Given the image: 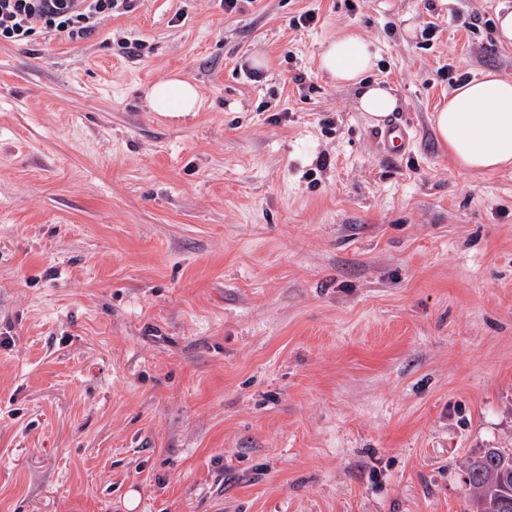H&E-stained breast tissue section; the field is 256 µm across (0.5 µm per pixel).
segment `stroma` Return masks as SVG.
I'll return each mask as SVG.
<instances>
[{
    "label": "stroma",
    "mask_w": 512,
    "mask_h": 512,
    "mask_svg": "<svg viewBox=\"0 0 512 512\" xmlns=\"http://www.w3.org/2000/svg\"><path fill=\"white\" fill-rule=\"evenodd\" d=\"M503 6L141 0L0 40V512H471L469 459L512 449V167L430 119L512 76ZM345 35L406 154L321 73ZM173 74L198 111L147 109Z\"/></svg>",
    "instance_id": "1"
}]
</instances>
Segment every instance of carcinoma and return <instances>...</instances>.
<instances>
[{"instance_id":"carcinoma-1","label":"carcinoma","mask_w":512,"mask_h":512,"mask_svg":"<svg viewBox=\"0 0 512 512\" xmlns=\"http://www.w3.org/2000/svg\"><path fill=\"white\" fill-rule=\"evenodd\" d=\"M473 512H512V452L488 448L467 466Z\"/></svg>"}]
</instances>
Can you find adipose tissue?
Listing matches in <instances>:
<instances>
[{
  "instance_id": "1",
  "label": "adipose tissue",
  "mask_w": 512,
  "mask_h": 512,
  "mask_svg": "<svg viewBox=\"0 0 512 512\" xmlns=\"http://www.w3.org/2000/svg\"><path fill=\"white\" fill-rule=\"evenodd\" d=\"M376 57L370 43L348 35L324 48L320 68L332 81L357 87L359 109L378 122L395 111L399 101L391 89L364 82ZM145 101L155 112H193L199 93L195 85L173 75L150 86ZM433 124L437 138L447 145L459 167L493 172L511 166L512 77L490 70L461 84L436 112Z\"/></svg>"
}]
</instances>
